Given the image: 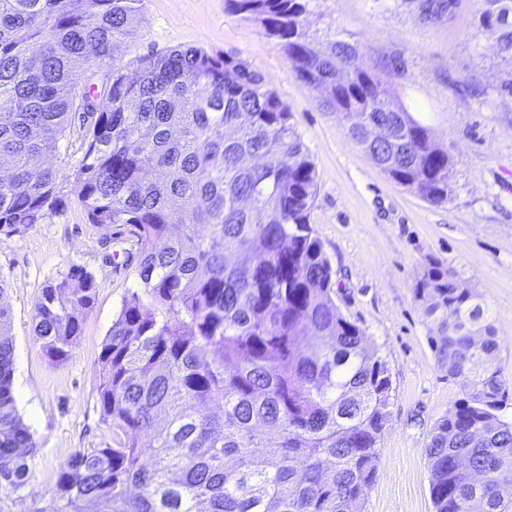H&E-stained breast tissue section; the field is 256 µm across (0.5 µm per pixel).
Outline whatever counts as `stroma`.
<instances>
[{
    "label": "stroma",
    "instance_id": "35a3bbf8",
    "mask_svg": "<svg viewBox=\"0 0 512 512\" xmlns=\"http://www.w3.org/2000/svg\"><path fill=\"white\" fill-rule=\"evenodd\" d=\"M482 0H455L446 20L421 21L414 0H311L316 42L357 44L365 68L405 63V101L447 148L454 193L435 206L395 184L324 111L319 93L297 79L263 24L231 13L225 0H144L118 64L148 53L195 46L230 54L259 71L288 104L314 160L318 193L310 223L329 257L336 303L366 331L392 377L391 417L362 512H433L426 449L436 421L463 392L436 360L434 326L413 288L429 259L452 269L481 296L497 340L492 358L512 392V96L496 87L512 77V59L481 30ZM134 245L87 221L77 205L0 240V277L13 340L15 404L37 443V466L12 512L46 497L60 466L78 448L112 443L100 420L98 356L126 297L139 288L133 266L110 263ZM96 279L94 305L68 362L49 359L33 332L34 305L70 266Z\"/></svg>",
    "mask_w": 512,
    "mask_h": 512
}]
</instances>
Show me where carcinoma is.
I'll list each match as a JSON object with an SVG mask.
<instances>
[{
  "label": "carcinoma",
  "mask_w": 512,
  "mask_h": 512,
  "mask_svg": "<svg viewBox=\"0 0 512 512\" xmlns=\"http://www.w3.org/2000/svg\"><path fill=\"white\" fill-rule=\"evenodd\" d=\"M142 2L0 0V168L10 170L0 177V237L73 200L90 223L126 229L142 284L98 356L112 445L77 449L32 512H361L392 381L336 305L331 261L309 225L314 161L288 106L229 54L176 48L112 68L101 89L78 83L77 72L116 61ZM308 2L226 5L264 25L296 77L319 90V106L344 113L350 139L393 182L447 204L448 151L404 105V87H381L356 45L314 42ZM450 7L419 0L428 23ZM506 10L512 0H484L478 26L512 57V23H499ZM77 110L91 121L79 167L64 176L41 159ZM95 296L94 276L74 265L43 289L35 332L56 363L71 358ZM414 297L436 327L438 364L464 391L426 450L433 512H512V423L499 415L508 390L491 366L488 308L437 259ZM12 376L0 303V512H11L36 467ZM463 465L483 471L485 484L467 483Z\"/></svg>",
  "instance_id": "carcinoma-1"
}]
</instances>
